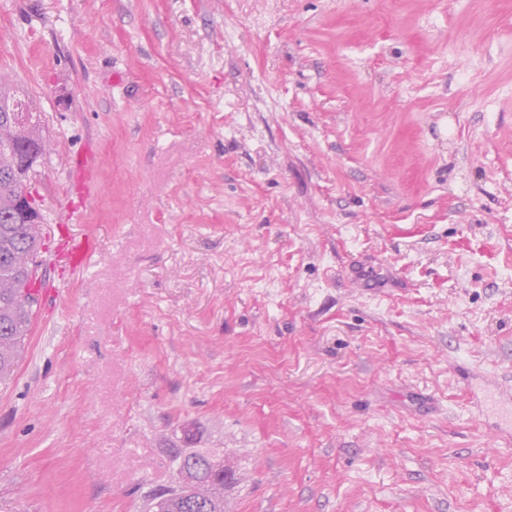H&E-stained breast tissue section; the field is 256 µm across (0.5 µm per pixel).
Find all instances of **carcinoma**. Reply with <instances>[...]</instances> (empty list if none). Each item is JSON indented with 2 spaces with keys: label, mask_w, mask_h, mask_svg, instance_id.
<instances>
[{
  "label": "carcinoma",
  "mask_w": 512,
  "mask_h": 512,
  "mask_svg": "<svg viewBox=\"0 0 512 512\" xmlns=\"http://www.w3.org/2000/svg\"><path fill=\"white\" fill-rule=\"evenodd\" d=\"M27 116L18 126L15 114ZM40 120L19 89L0 82V383L13 376L21 360L33 321L32 284L40 253L41 225L18 224L14 216L20 189V160L44 159L47 143ZM171 462L180 474L178 485L149 495L159 512H224V453L212 448H179Z\"/></svg>",
  "instance_id": "1"
}]
</instances>
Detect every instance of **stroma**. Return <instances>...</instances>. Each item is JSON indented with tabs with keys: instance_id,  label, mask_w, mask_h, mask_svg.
I'll return each instance as SVG.
<instances>
[{
	"instance_id": "1",
	"label": "stroma",
	"mask_w": 512,
	"mask_h": 512,
	"mask_svg": "<svg viewBox=\"0 0 512 512\" xmlns=\"http://www.w3.org/2000/svg\"><path fill=\"white\" fill-rule=\"evenodd\" d=\"M2 77L49 152L0 512H141L173 448L224 512H512V0H0ZM490 389L485 386L483 396L487 395ZM493 394V395H492ZM489 396L494 397V404L498 410L499 416H496V430L505 435L512 434V389L510 392L506 389L496 386L493 393H489Z\"/></svg>"
}]
</instances>
